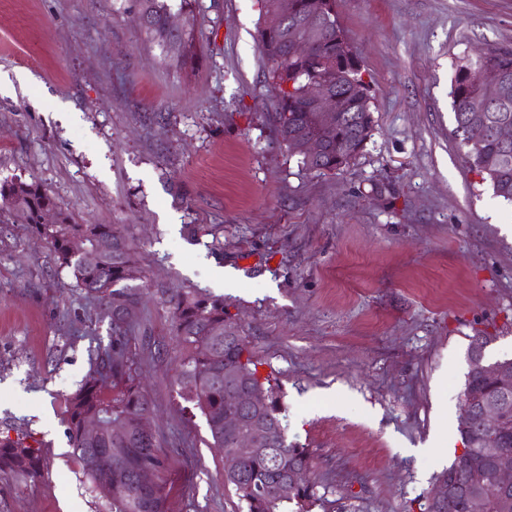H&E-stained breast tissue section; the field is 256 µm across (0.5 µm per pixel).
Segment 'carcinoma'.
Here are the masks:
<instances>
[{
	"label": "carcinoma",
	"mask_w": 512,
	"mask_h": 512,
	"mask_svg": "<svg viewBox=\"0 0 512 512\" xmlns=\"http://www.w3.org/2000/svg\"><path fill=\"white\" fill-rule=\"evenodd\" d=\"M171 0H138L143 28L164 47L179 43L176 63L184 65L194 44L193 28L174 32L167 28ZM286 25L292 38L305 41L309 50L303 55L286 52L283 31L262 26L259 49L272 78L276 112L272 119L282 141L312 136L325 141L322 152L309 162L301 163L318 174L345 167L358 155L372 136L373 112L360 109L358 102L371 98L370 86L362 78V61L353 46L345 41L338 20L336 0H291ZM496 68L503 76L497 86L483 84L478 74L482 67ZM324 87L339 96L345 105L336 119L332 139L327 128L315 118L308 93ZM454 134L466 148L470 166L490 183L493 194L512 203V144L504 145L496 135V127L512 124V47L493 46L480 49L456 68L452 85ZM480 136V146L470 148L466 141ZM0 203L7 206L15 222L25 225L51 251L58 268L68 271L74 287L84 297L99 305L100 314L112 325V343L98 357L93 371L69 398V438L73 454L81 464L82 474L92 489L109 505V512H164L167 473L171 457L165 453L155 435L144 436L137 428L141 414L150 409L139 382L135 354L132 351L133 323L124 319L128 309L139 304L140 287L127 280L128 270L136 263L126 237L110 224H77L71 216L58 210L51 194L38 182L11 181L0 183ZM74 238H82L88 250L106 241L111 249L97 254L89 262L70 249ZM171 339L177 349L176 380L182 397L198 408L214 447L226 453L230 438L224 432V415L228 402L224 395V369L233 368L240 376L241 390L263 388L269 393V404L263 408L267 422L282 429L281 405L274 395L271 376L259 371L239 324L221 298L177 292L169 300ZM231 336L233 340L224 341ZM112 381L114 392L107 395L103 387ZM462 402L477 406L483 400L501 399L496 381L488 375L467 376L461 394ZM89 418L103 425L94 444L86 442L83 423ZM124 425L127 437L121 466L112 468V488L105 486L99 471L87 468L85 455L92 449L102 456L115 447L109 426ZM464 452L438 475L446 485L465 483L469 472L488 466L473 444L478 432L459 429ZM312 468V454L288 442L280 435L275 450L254 455L241 462L235 473H227L231 485L246 512H313L320 507L330 512L328 500L317 483L309 481L286 498L272 499L261 487L287 476L295 468ZM9 468L32 479L41 476V464L35 450L20 441L0 444V469ZM149 470L153 488L139 494L130 486L132 475Z\"/></svg>",
	"instance_id": "carcinoma-1"
}]
</instances>
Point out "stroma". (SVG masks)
<instances>
[{
  "instance_id": "35a3bbf8",
  "label": "stroma",
  "mask_w": 512,
  "mask_h": 512,
  "mask_svg": "<svg viewBox=\"0 0 512 512\" xmlns=\"http://www.w3.org/2000/svg\"><path fill=\"white\" fill-rule=\"evenodd\" d=\"M375 126L320 175L280 141L256 0H196L176 65L135 0H0V182L42 184L79 224L115 225L147 285L136 358L162 448L165 512H243L171 361L170 291L224 298L289 442L331 512H420L461 448L472 337L512 358V204L453 135L458 64L512 46V0H337ZM201 232L191 236L189 225ZM239 274L210 280L211 266ZM112 339L44 242L0 207V512H106L68 434V399ZM443 453L413 456L435 431ZM23 473L32 479L41 476V464L38 454L23 442H6L0 444V469Z\"/></svg>"
}]
</instances>
